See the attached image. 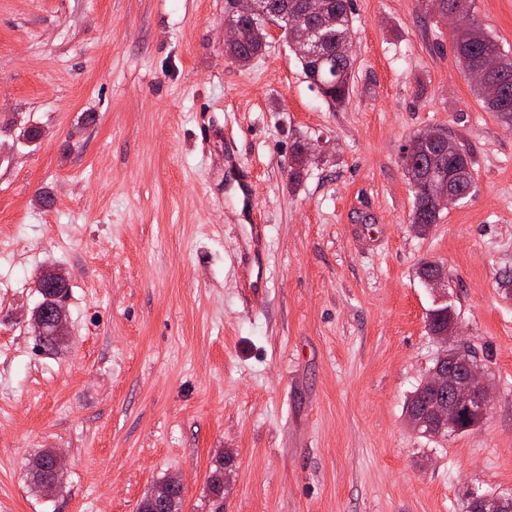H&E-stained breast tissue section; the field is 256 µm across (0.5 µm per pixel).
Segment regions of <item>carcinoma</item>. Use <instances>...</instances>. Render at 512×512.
<instances>
[{
    "label": "carcinoma",
    "mask_w": 512,
    "mask_h": 512,
    "mask_svg": "<svg viewBox=\"0 0 512 512\" xmlns=\"http://www.w3.org/2000/svg\"><path fill=\"white\" fill-rule=\"evenodd\" d=\"M307 0H263L266 10L264 17L256 18L260 24L280 23L278 15L285 12L301 26L311 23L307 16ZM452 3L468 15V20L454 32V47L457 59L465 71L478 67L487 57L498 60L497 90L478 84L475 93L486 107L497 113L506 122H512V56L505 54L497 41L477 23L472 14V0H440ZM225 19L239 25L240 35L237 41L225 43V54L234 61L245 65L261 50L262 44L253 31L251 22L242 20L230 12L231 0H225ZM328 18L335 20L319 31V46L315 49L299 47L295 54L301 63L305 77L316 85L328 102L334 106L343 105L352 91L354 55L352 50V7L351 0H322ZM437 149L419 155L412 167L405 168L406 175L420 168L453 167L460 171L458 189L465 193L473 187L474 177L469 152L456 143L443 128L435 129ZM441 210L424 195L414 196L412 223L435 224ZM209 485L213 497L215 512H220L222 504L218 502L224 488L223 463H218L211 473Z\"/></svg>",
    "instance_id": "carcinoma-1"
}]
</instances>
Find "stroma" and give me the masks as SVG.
Returning a JSON list of instances; mask_svg holds the SVG:
<instances>
[{
    "instance_id": "1",
    "label": "stroma",
    "mask_w": 512,
    "mask_h": 512,
    "mask_svg": "<svg viewBox=\"0 0 512 512\" xmlns=\"http://www.w3.org/2000/svg\"><path fill=\"white\" fill-rule=\"evenodd\" d=\"M353 93L332 107L284 35L243 66L224 0H0V512H465L512 495V126L487 110L431 0H352ZM512 53V0H474ZM441 127L475 185L412 224L403 146ZM302 165H295L296 148ZM433 261L442 286L421 281ZM69 281L42 347L36 273ZM456 344L482 425L414 431ZM69 461L44 497L27 464Z\"/></svg>"
}]
</instances>
